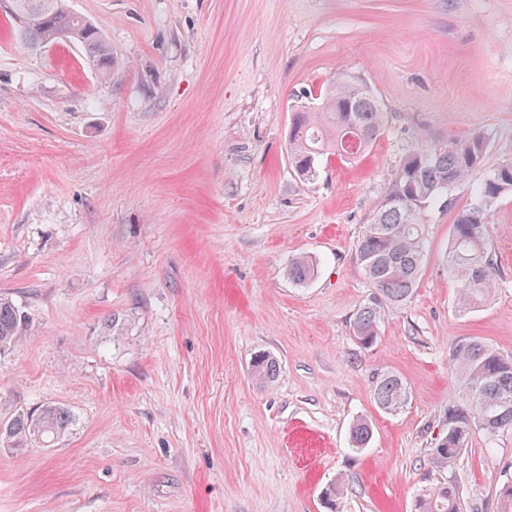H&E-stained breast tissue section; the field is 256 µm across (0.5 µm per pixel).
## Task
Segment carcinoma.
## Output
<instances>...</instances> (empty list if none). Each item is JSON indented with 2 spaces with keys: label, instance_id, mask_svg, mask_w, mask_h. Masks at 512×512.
<instances>
[{
  "label": "carcinoma",
  "instance_id": "cac0c4a2",
  "mask_svg": "<svg viewBox=\"0 0 512 512\" xmlns=\"http://www.w3.org/2000/svg\"><path fill=\"white\" fill-rule=\"evenodd\" d=\"M13 20L27 45L40 48L69 38L82 46L99 77L110 75V47L96 27L70 10L67 0H14ZM386 116L368 85L344 80L329 87L318 105L303 106L293 115L288 140L291 166L303 180L310 181L325 157H360L381 134ZM489 147L488 138L481 134L440 146L416 147L397 167L355 246L358 265L375 288L372 301L357 311L351 323L359 344L372 345L379 336L383 308L406 303L417 287L427 252L424 225L419 222L421 211L448 196L457 183L474 177L476 200L454 218L446 249L448 275L457 283L458 312H474L490 297L497 273L486 246V216L488 207L512 192V159L504 160L491 174L479 176ZM315 272L314 262L305 256L293 258L288 268L289 278L299 284L310 281ZM27 325L22 308L1 296L0 349L18 343ZM452 360L461 401L448 405L446 433L431 449L430 464L439 470L456 464L475 433L481 431L493 439L512 432V355L470 339L453 347ZM252 370L259 382L267 384L277 374V361L259 357ZM408 394L406 383L397 375L386 373L376 381L375 403L387 413L401 410ZM71 424L70 411L57 404L21 410L0 421V444L46 446L63 436ZM371 435L364 420L351 427L357 449L365 448ZM414 512H462L458 486L441 482L429 488L415 499Z\"/></svg>",
  "mask_w": 512,
  "mask_h": 512
}]
</instances>
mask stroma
Wrapping results in <instances>:
<instances>
[{
  "mask_svg": "<svg viewBox=\"0 0 512 512\" xmlns=\"http://www.w3.org/2000/svg\"><path fill=\"white\" fill-rule=\"evenodd\" d=\"M109 43L33 51L0 0V294L31 330L0 354V419L46 403L54 446L0 445V512H412L458 481L497 512L512 434H475L453 468L429 452L459 396L463 339L512 355V194L487 212L491 299L456 308L444 254L472 180L421 214L418 287L354 338L373 293L355 244L408 151L482 134L483 174L512 158V0H69ZM343 79L387 123L314 180L288 159L294 111ZM309 256L310 282L288 277ZM274 357V382L252 375ZM392 373L410 398L373 399ZM367 420V448L349 428ZM406 383L397 375L386 373L379 377L374 388V400L378 408L386 413H396L408 400Z\"/></svg>",
  "mask_w": 512,
  "mask_h": 512,
  "instance_id": "stroma-1",
  "label": "stroma"
}]
</instances>
